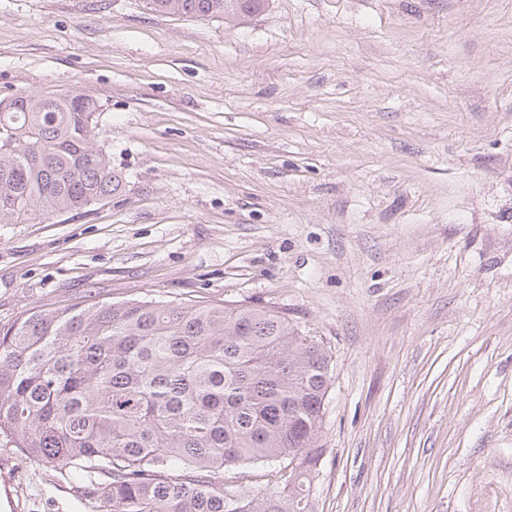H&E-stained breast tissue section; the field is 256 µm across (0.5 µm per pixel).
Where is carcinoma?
<instances>
[{"label":"carcinoma","mask_w":512,"mask_h":512,"mask_svg":"<svg viewBox=\"0 0 512 512\" xmlns=\"http://www.w3.org/2000/svg\"><path fill=\"white\" fill-rule=\"evenodd\" d=\"M219 18L266 0H146ZM0 107V224L81 211L119 175L99 105ZM330 358L272 308L144 299L26 310L0 327V445L80 486L92 512H311ZM298 459L297 467L289 464ZM273 465L254 496L224 471Z\"/></svg>","instance_id":"carcinoma-1"}]
</instances>
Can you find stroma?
I'll list each match as a JSON object with an SVG mask.
<instances>
[{
    "label": "stroma",
    "instance_id": "35a3bbf8",
    "mask_svg": "<svg viewBox=\"0 0 512 512\" xmlns=\"http://www.w3.org/2000/svg\"><path fill=\"white\" fill-rule=\"evenodd\" d=\"M96 100L123 183L0 224V326L134 298L328 352L314 512H512V0H0V100ZM0 447V512H81ZM151 11L165 14L224 19L249 16L264 11L266 0H146Z\"/></svg>",
    "mask_w": 512,
    "mask_h": 512
}]
</instances>
